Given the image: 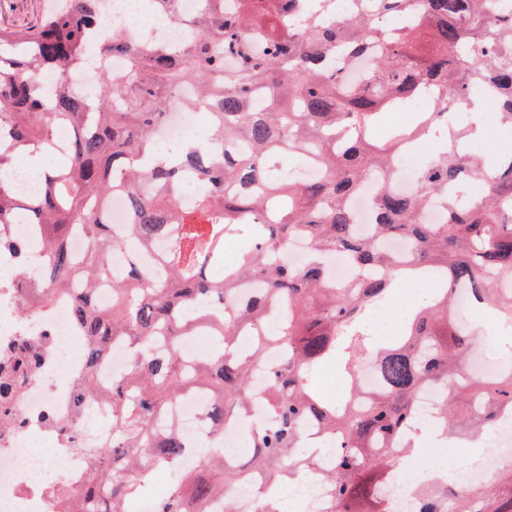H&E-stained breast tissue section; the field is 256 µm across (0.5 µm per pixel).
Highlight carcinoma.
Segmentation results:
<instances>
[{"instance_id": "1", "label": "carcinoma", "mask_w": 512, "mask_h": 512, "mask_svg": "<svg viewBox=\"0 0 512 512\" xmlns=\"http://www.w3.org/2000/svg\"><path fill=\"white\" fill-rule=\"evenodd\" d=\"M202 0L190 20L194 39L173 51L107 30L103 0H61L24 29L0 28V172L52 132L62 120L73 140L58 169L41 181L34 200L0 179V250L14 252L15 287L28 307L43 311L53 295L73 281L84 284L73 317L87 340L83 388L96 389L97 365L111 341L129 346L128 375L112 381V444L89 450L91 473L72 493L59 490L65 512H133L146 495L140 473L152 462L177 470L185 451L174 432L158 433L153 422L181 396L206 388L215 400L213 423L247 412L254 369L273 346L286 355L271 368L267 407L275 423L249 435L247 466L277 480L283 463L300 476L315 466L308 454H292L305 423L340 437L336 466L325 475L329 512H392L382 495L391 476L387 451L414 419L415 396L439 384L444 396L436 420L444 432L466 421L475 433L496 427L512 414V369L491 378L468 372L476 333L448 316L445 292L416 310L404 335L374 350L364 325L370 310L392 296L397 280L428 272L465 284L475 298L512 323V160L489 171L481 157L461 149L464 136L448 125V109L479 101L472 88H490L499 102L493 113L512 125V11L493 0H376L375 11L411 17L388 32L362 15L332 17L329 0ZM432 31L435 51L422 57L412 48L417 30ZM128 61L96 76V111L62 79L52 105L36 85L43 71L70 73L86 55ZM368 59L364 77L349 80L342 68ZM189 85L192 111L212 115L211 133L175 154L154 156L156 129L175 92ZM426 96L429 111L416 127L393 128L384 114ZM442 130L448 147L421 164L413 192L398 186L397 159L411 141ZM286 155L320 172L309 184L280 181L273 169ZM207 185L191 208L183 207L185 176ZM483 185L482 195L462 204L456 190L466 176ZM375 183L374 223L357 232L350 199ZM123 191L132 224L117 237L94 203ZM441 201L446 215L426 222L428 207ZM30 216L43 232L42 284L30 287L24 246L5 226ZM89 247L75 260L67 248L73 226ZM297 237L308 240L309 260L292 268L277 258ZM169 243L163 267H132L112 279V305L101 308L96 284L106 275L112 250L123 245ZM405 239L412 251L401 258L385 248ZM343 253L380 276L348 285L328 284V258ZM242 280L265 288L222 310L224 296ZM288 304L278 331L267 338L269 309ZM219 330L203 358L184 353L197 321ZM252 332L249 353L237 348L240 333ZM36 341L15 350L0 366V422L11 418L17 381L42 359ZM371 360L386 388L356 404V371ZM341 362L347 391L325 400L306 373ZM187 485L155 500L153 512H202L215 496L231 508L234 478L218 463L187 472ZM420 512H512V467L488 485L458 486L453 493L427 492Z\"/></svg>"}]
</instances>
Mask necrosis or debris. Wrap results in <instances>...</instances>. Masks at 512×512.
<instances>
[{"mask_svg": "<svg viewBox=\"0 0 512 512\" xmlns=\"http://www.w3.org/2000/svg\"><path fill=\"white\" fill-rule=\"evenodd\" d=\"M107 7L113 13L114 34L160 43L173 50L191 37L187 26L174 24L168 17L153 20L151 0H109ZM191 95L190 89L179 91L180 102L169 109L157 135L160 144L172 148L208 128V114L183 107V100ZM166 250V241L159 240L140 253L127 248L112 251L108 257L110 276L100 281L96 291L99 305L104 307L112 301V276L126 274L135 262L152 265ZM14 264L11 254L0 253V357L31 340H46L47 349L40 366L30 373L11 407L15 425L0 428V512H58L59 488L80 485L89 472L87 449L112 438L108 430L90 434L79 431L78 425L110 419L105 396L113 379L127 375L128 353L123 343L110 344L97 373V394L84 393L79 386L86 370L84 340L70 317L75 289L57 292L49 311L33 314L25 310L18 289L11 286ZM277 361V353H269L264 365L255 369L254 400L249 414L226 420L220 434H213L209 428L213 398L205 390L174 402L154 422L155 431H178L188 443L181 468H195L211 448L221 449L225 467L237 475L232 497L238 512H252L254 505L259 480L246 475L245 443L251 430L270 418L265 404L266 368ZM47 412L52 413L53 422L44 421ZM323 441L326 453L299 482L296 505L304 512H327L329 505L330 492L323 475L334 460L339 442L329 434L324 435ZM43 444L54 449V456L66 460L64 476H57L54 456L39 453ZM510 462L512 420L507 418L486 437L482 455L463 471L461 480L466 484L486 483Z\"/></svg>", "mask_w": 512, "mask_h": 512, "instance_id": "4bbe7bcc", "label": "necrosis or debris"}]
</instances>
